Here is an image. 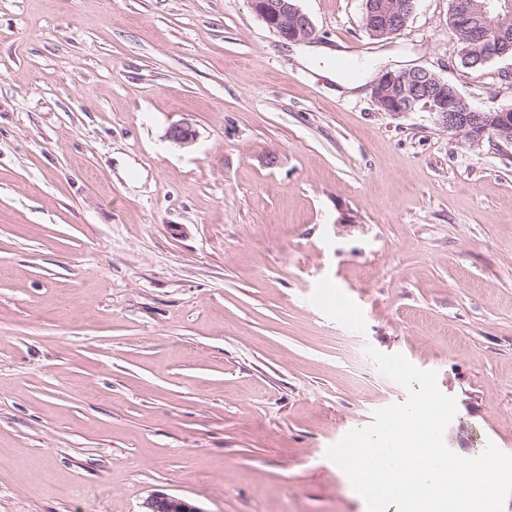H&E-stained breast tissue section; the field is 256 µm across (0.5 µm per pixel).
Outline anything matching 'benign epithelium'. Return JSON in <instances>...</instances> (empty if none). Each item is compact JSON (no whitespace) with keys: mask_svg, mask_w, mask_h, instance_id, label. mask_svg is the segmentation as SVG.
<instances>
[{"mask_svg":"<svg viewBox=\"0 0 512 512\" xmlns=\"http://www.w3.org/2000/svg\"><path fill=\"white\" fill-rule=\"evenodd\" d=\"M251 8L267 27L283 40L304 42L315 38L311 19L297 5H270L267 0H250ZM474 16L482 29V41L490 46L492 57L512 52V0H477ZM363 21L366 29L378 27L391 38L407 24L401 13L393 10L388 0H365ZM378 107L391 115H403L422 109L443 129L473 139L484 133L491 122L508 121V110L486 112L474 106L447 79L423 68L385 69L371 88ZM167 137L176 144L190 145L196 132L188 124L169 127ZM144 512H202L187 500L164 493L144 502Z\"/></svg>","mask_w":512,"mask_h":512,"instance_id":"obj_1","label":"benign epithelium"}]
</instances>
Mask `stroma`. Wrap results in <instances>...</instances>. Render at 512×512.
<instances>
[{
  "label": "stroma",
  "mask_w": 512,
  "mask_h": 512,
  "mask_svg": "<svg viewBox=\"0 0 512 512\" xmlns=\"http://www.w3.org/2000/svg\"><path fill=\"white\" fill-rule=\"evenodd\" d=\"M297 4L358 92L249 0H0V512H367L326 450L407 398L370 347L436 371L449 449L512 454V149L370 90L495 111L512 57L462 66L449 0L388 40ZM372 97L378 107L391 115H403L422 109L429 112L434 122L448 132L467 135L465 141L482 139V134L495 123L508 122V109L486 112L474 106L447 79L436 72L423 68L384 69L371 88ZM510 125L504 130L494 127L484 135L495 136L498 140L504 131L511 135ZM479 132V137L473 134ZM503 145L512 147V139L502 137ZM142 512H201L186 499L164 493L155 494L144 502Z\"/></svg>",
  "instance_id": "35a3bbf8"
}]
</instances>
